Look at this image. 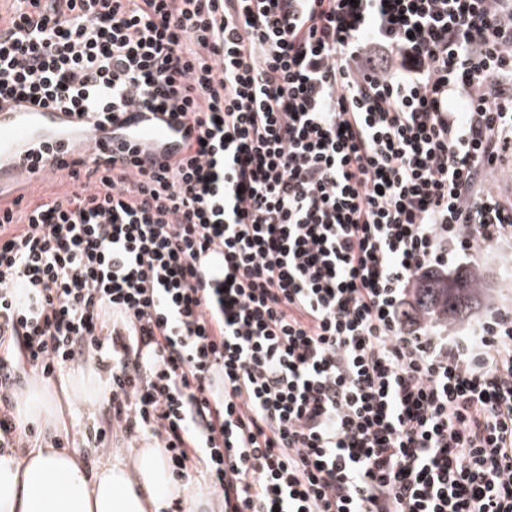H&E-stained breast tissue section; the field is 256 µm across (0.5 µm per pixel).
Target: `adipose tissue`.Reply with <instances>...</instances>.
<instances>
[{
  "instance_id": "adipose-tissue-1",
  "label": "adipose tissue",
  "mask_w": 512,
  "mask_h": 512,
  "mask_svg": "<svg viewBox=\"0 0 512 512\" xmlns=\"http://www.w3.org/2000/svg\"><path fill=\"white\" fill-rule=\"evenodd\" d=\"M18 422L62 419L48 390L31 386L18 400ZM186 512L199 502L175 481L162 449L146 444L103 453L94 466L82 454L43 442L0 448V512H170L175 500Z\"/></svg>"
}]
</instances>
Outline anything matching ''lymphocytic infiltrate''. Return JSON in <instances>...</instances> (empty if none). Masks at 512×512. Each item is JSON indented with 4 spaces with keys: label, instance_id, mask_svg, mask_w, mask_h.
<instances>
[{
    "label": "lymphocytic infiltrate",
    "instance_id": "1",
    "mask_svg": "<svg viewBox=\"0 0 512 512\" xmlns=\"http://www.w3.org/2000/svg\"><path fill=\"white\" fill-rule=\"evenodd\" d=\"M9 2L0 101L184 135L41 153L70 189L0 207V447L83 358L95 447L198 458L224 512H512V307L411 301L512 248V0ZM128 112H143L141 120L130 129L129 136L125 137L128 139V143H139L144 140L168 142L179 135L178 127L156 121L152 114L145 109L132 108ZM510 173V176H509ZM491 192L508 196L512 192V156L509 154L499 164V174L488 183ZM17 409V426L28 425L33 420L42 418L51 425H60L63 420L48 390L41 384H34L19 399Z\"/></svg>",
    "mask_w": 512,
    "mask_h": 512
}]
</instances>
